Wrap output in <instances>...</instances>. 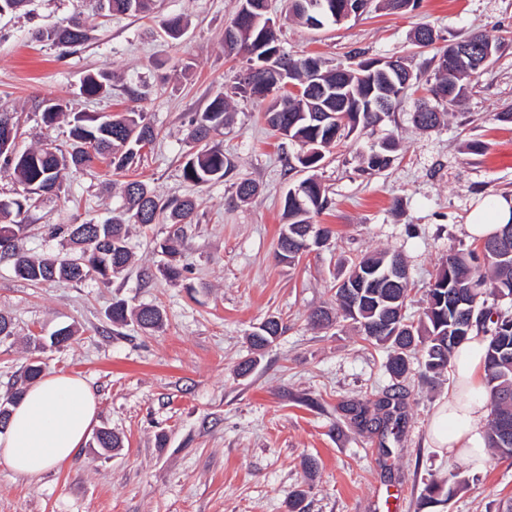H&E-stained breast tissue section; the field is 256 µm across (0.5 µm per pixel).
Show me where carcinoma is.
I'll list each match as a JSON object with an SVG mask.
<instances>
[{
    "instance_id": "1",
    "label": "carcinoma",
    "mask_w": 512,
    "mask_h": 512,
    "mask_svg": "<svg viewBox=\"0 0 512 512\" xmlns=\"http://www.w3.org/2000/svg\"><path fill=\"white\" fill-rule=\"evenodd\" d=\"M152 4L153 0H105V10L110 15L139 14L150 11ZM159 26L172 41L179 40L186 30V23L179 15L162 17ZM230 27L236 30L237 37L233 40L229 33H224V52L243 57L249 68L260 58L258 54L252 55V50L258 49L256 42L260 37L279 45L278 30L265 32L261 25H252L251 14L242 6ZM37 38L64 54L88 39V29L81 19L74 18L65 26L39 31ZM461 43L489 48L495 54L501 49V41L484 33H472L461 39ZM361 56L360 52L354 53L355 61L334 70L323 69L315 57L291 56L290 71L281 83L268 71L256 75L251 84L237 82L234 94L268 101L264 116L269 127L298 143L300 151L289 164L290 169L319 167L326 152L341 139L358 130L379 126L400 107L404 94L399 73L385 75L364 70L357 61ZM435 57L438 63L434 81L426 91L442 95L447 111L433 108L413 113L415 128L423 132L433 131L444 123L451 115L450 109L462 102L471 81L482 70L476 52L450 57L445 48L438 50ZM288 83L300 87L301 93L287 89ZM110 90L111 78L104 72L86 75L80 88L81 94L88 98L105 96ZM381 99L388 107L377 112L375 104ZM38 107L47 126L67 111L61 99H44ZM230 115L228 98L216 95L204 111L194 115L187 138L192 143L207 140L224 127ZM70 125L72 144L67 151L49 145L23 152L0 151V170L24 186V194L7 202L0 201V241L12 243L7 257L13 260L15 272L34 284L80 281L91 274L110 283L125 275L132 260L125 224L148 226L164 221L191 224L195 219L192 199L176 194L161 197L147 183L129 181L123 189L124 209L112 221L57 224L51 233L69 241L70 249L43 258L27 255L18 246L26 228L20 217L40 196L58 194L63 171L89 167L96 161L106 164L114 173L129 171L139 164L141 149L156 138L155 129L143 112H125L103 122L94 115L77 112L72 114ZM314 146L320 153L307 154ZM397 148L394 138L381 139L362 157V171L387 168ZM232 169L224 150L212 146L186 155L182 177L186 182L202 186L224 180ZM327 205L326 191L314 178L303 179L288 190L283 201V215L288 223L281 229L276 249L280 261L291 267L305 253L331 239L329 228L311 223V215L322 213ZM479 246L478 251L448 252L445 262L436 269L426 306L416 322L406 314L410 280H403L397 288H386L382 283L385 272L407 268L401 254L386 250L351 261L346 276L333 286L334 310L316 309L309 319L314 325L350 320L358 325L366 340L389 345L392 353L386 370L395 380L407 373L409 359L417 351L421 352L425 371L436 373L448 368L457 347L474 328H479L487 336L485 380L491 404L487 447L500 458H512V313L487 301L489 296L512 299V223ZM159 248L171 257L159 268L160 274L171 282L179 281L183 269L174 263L177 248L173 241L166 240ZM130 316L147 331L163 325L162 313L155 306L130 310L123 300L112 303L109 314L112 323L123 325ZM282 332L280 318H267L264 327L250 334L251 349L263 350ZM93 442L105 453L120 447L118 437L107 429L97 431ZM462 483L464 480L458 479L456 473L445 483L433 481L426 486L424 499L429 503H445Z\"/></svg>"
}]
</instances>
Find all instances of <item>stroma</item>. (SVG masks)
<instances>
[{
    "label": "stroma",
    "mask_w": 512,
    "mask_h": 512,
    "mask_svg": "<svg viewBox=\"0 0 512 512\" xmlns=\"http://www.w3.org/2000/svg\"><path fill=\"white\" fill-rule=\"evenodd\" d=\"M237 7L238 0H155L157 14L189 21L175 42L159 36L154 16L103 17L95 0H29L0 17V107L18 127L17 150L46 140L68 149L67 122L50 130L41 122L37 104L44 99L96 116L141 111L157 138L143 149L133 178L196 202L194 222L182 229L129 225L133 264L108 284L90 277L35 285L0 258V314L13 324L12 336L0 341V397L27 388L24 368L40 360L45 371L85 378L98 403L96 428L122 442L108 455L83 445L33 481L0 464V512H289L300 490L305 512H388L392 505L397 512H499L512 498V459L491 458L474 470L429 440L452 372H425L415 356L405 377L391 379L389 349L365 341L351 322L320 329L308 315L332 304L346 259L390 249L408 262L407 314L418 319L449 249L474 245L465 232L473 205L512 194V123L493 118L512 107V0H420L405 14L371 0L362 15L319 30L291 20L286 0H269L283 49L319 57L329 68L359 48L370 58H402L432 78L429 52L411 41L421 24L435 29L441 48L474 30L503 43L473 81L460 116L439 130L415 129L410 112L424 89L406 91L403 108L382 127L400 143L390 167L361 172L359 153L374 140L365 132L327 154L314 175L330 206L316 221L334 235L293 267L275 250L283 196L300 179L288 167L298 147L267 126L263 103L235 98L232 122L213 139L234 165L229 178L203 186L182 178L191 117L230 92L245 65L224 52V29ZM75 15L91 31L85 44L63 54L36 39L39 28ZM100 70L111 76L110 95H80L83 77ZM129 86L141 100L128 99ZM474 140L485 144L483 153L468 151ZM243 177L260 189L247 202L231 187ZM124 181L101 162L65 172L62 192L42 196L26 214L24 248L53 254L66 243L49 236L52 225L111 219ZM172 235L184 269L176 283L159 274L164 257L155 248ZM119 299L158 306L163 328L113 326L109 313ZM271 316L281 319L283 333L250 375H238V363L251 354L249 334ZM63 326L77 330L75 341L34 351L30 337L46 339ZM393 390L401 395L397 427L381 434L356 420L363 408L376 414ZM453 470L466 485L447 504L425 503V485Z\"/></svg>",
    "instance_id": "1"
}]
</instances>
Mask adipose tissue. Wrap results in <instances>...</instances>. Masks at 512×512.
<instances>
[{"mask_svg": "<svg viewBox=\"0 0 512 512\" xmlns=\"http://www.w3.org/2000/svg\"><path fill=\"white\" fill-rule=\"evenodd\" d=\"M512 222V197H495L473 208L466 231L476 240ZM486 340L473 331L453 358L454 383L434 412L429 434L436 447L453 460L474 468L486 462L489 409L484 385ZM97 402L79 376L46 373L26 388L4 430L0 431V463L28 479L71 459L81 448L97 415Z\"/></svg>", "mask_w": 512, "mask_h": 512, "instance_id": "1", "label": "adipose tissue"}]
</instances>
